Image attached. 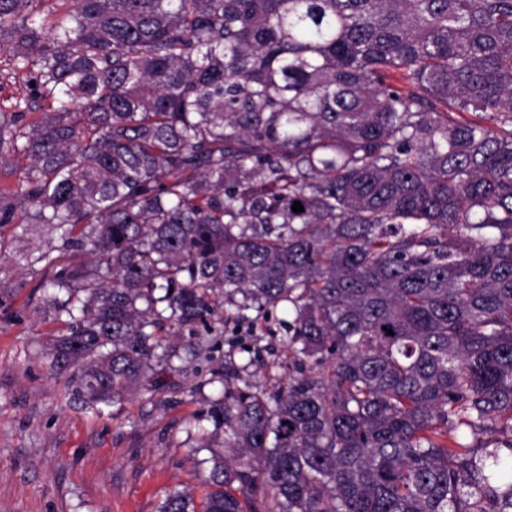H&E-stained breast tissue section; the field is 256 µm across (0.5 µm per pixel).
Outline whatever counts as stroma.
<instances>
[{
    "instance_id": "35a3bbf8",
    "label": "stroma",
    "mask_w": 512,
    "mask_h": 512,
    "mask_svg": "<svg viewBox=\"0 0 512 512\" xmlns=\"http://www.w3.org/2000/svg\"><path fill=\"white\" fill-rule=\"evenodd\" d=\"M35 95L28 71L0 52V110L14 111ZM19 230L0 225V512H157L165 491L203 496L209 467L195 451L191 422L212 389H197L190 371L153 396L135 393L94 409L74 402L70 372L51 369L46 359L64 322L44 283L61 266L31 263L29 253L51 242L19 241ZM213 344L217 361H250L262 374L281 355L263 326L231 319Z\"/></svg>"
}]
</instances>
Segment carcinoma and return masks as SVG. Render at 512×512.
Segmentation results:
<instances>
[{
	"mask_svg": "<svg viewBox=\"0 0 512 512\" xmlns=\"http://www.w3.org/2000/svg\"><path fill=\"white\" fill-rule=\"evenodd\" d=\"M42 2L0 0L49 104L0 111V224L90 257L50 365L94 409L226 314L288 353L206 372L209 490L157 512H512V0ZM26 165V158L21 153H13L3 160H0V190L1 189H14Z\"/></svg>",
	"mask_w": 512,
	"mask_h": 512,
	"instance_id": "1",
	"label": "carcinoma"
}]
</instances>
